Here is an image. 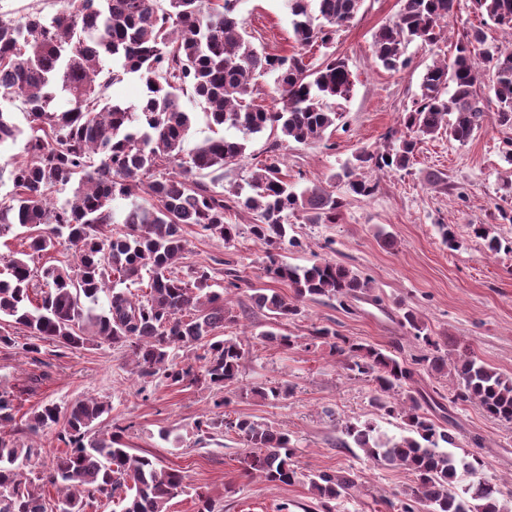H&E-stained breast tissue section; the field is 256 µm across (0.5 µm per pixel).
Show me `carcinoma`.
Wrapping results in <instances>:
<instances>
[{"label":"carcinoma","instance_id":"carcinoma-1","mask_svg":"<svg viewBox=\"0 0 512 512\" xmlns=\"http://www.w3.org/2000/svg\"><path fill=\"white\" fill-rule=\"evenodd\" d=\"M240 0H58L51 16L33 12L21 19H0V97L19 98L26 106L30 133L28 159L0 165L13 189L0 200V238L24 234L27 250L0 260V344L15 345L13 330H27L22 350L41 352L48 342L62 349L98 344L132 355L134 373L143 383L156 379L171 385L203 382L227 405L224 388L242 372L245 350L224 327L237 322L226 294L239 288L241 276L229 273L222 291L213 289L205 270L184 277L185 227L229 244L239 227L228 222L236 208L251 215L250 231L264 248L268 273L291 288L255 290L253 305L269 315L265 342L291 348L296 338L279 325L302 315L307 300H372L371 280L346 265L327 261L295 266L278 259L288 236V218L298 214L309 224H334L344 200L322 185L296 190L283 172L281 143L323 140L343 119V105L355 82L345 61L332 53L321 64L306 62L308 47L331 43L336 28L354 19L364 0H286L292 17L294 51L289 55L259 51L244 36ZM456 0H400L397 20L378 28L372 51L394 72L410 66L405 56L412 42L437 44L455 14ZM478 13L512 37V0H474ZM110 61L112 72L133 73L146 92L138 104L108 102L95 81ZM492 72L481 89L480 69ZM274 77L279 104L268 106L254 96L253 80ZM206 107L212 124L235 129L242 138H207L188 155L184 142L192 113L182 104L184 88ZM71 107L57 111V93ZM495 104L497 122L512 127V46L487 44L484 31L458 33L456 53L426 67L412 106L399 128L386 135L382 148L362 149L356 164L343 173L345 193L368 197L378 183L360 170L407 168L418 143L447 136L466 143L481 130ZM272 130L280 134L269 156L247 181L224 189V167L246 158L247 137ZM23 135L10 113L0 108V143ZM210 177V182L199 180ZM77 182L64 203L50 202L48 192ZM128 201L122 212L116 197ZM120 224L116 231L113 225ZM485 248L496 253L502 243L489 224H472ZM63 239L72 266L30 267L34 256ZM42 280L39 298L31 296L34 278ZM147 283L143 294L130 286ZM399 326L426 348L427 368L451 381L450 403H474L489 416L512 423V377L485 365L471 353L448 359L415 309L403 308ZM310 340L344 358L353 376L375 383L371 407L381 417L401 420L406 434L390 438L372 421H343L336 447L355 446L377 464L403 468L414 486L399 493L400 512H505L500 488L483 474L476 456L457 457L453 421L437 424L430 415L434 400L417 387L414 364L392 352L315 326ZM191 352L197 366L177 361ZM112 411L96 398L65 406L48 401L21 420L8 393L0 394V512H86L103 502H118L121 512H168V503L185 488L181 471L165 468L153 455H138L124 439V429L97 432ZM32 435L56 430L66 450L42 460L43 451L23 445L10 427ZM197 435L215 439L233 432L246 447L247 472L274 484L309 485L316 508L331 512L332 502L358 487L351 473L319 470L305 473L294 461L288 434L265 423L226 412L195 422ZM470 478L457 489L458 474ZM57 497L51 498L50 489Z\"/></svg>","mask_w":512,"mask_h":512}]
</instances>
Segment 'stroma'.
<instances>
[{
    "instance_id": "35a3bbf8",
    "label": "stroma",
    "mask_w": 512,
    "mask_h": 512,
    "mask_svg": "<svg viewBox=\"0 0 512 512\" xmlns=\"http://www.w3.org/2000/svg\"><path fill=\"white\" fill-rule=\"evenodd\" d=\"M399 0H364L356 18L340 26L331 49L312 48L308 57L320 63L325 52L346 60L355 90L345 117L320 142L283 145V168L301 185L320 184L342 193L333 176L365 147L379 148L398 127L410 108L421 75L434 59L451 56L456 42L448 37L438 45L406 48L411 64L406 71L385 70L372 53V35L392 23ZM240 13L246 37L257 49L286 54L292 50L291 17L283 0H242ZM276 136L263 132L250 136L247 157L224 169V184L245 183L258 162L266 159ZM512 128L489 121L467 143L436 138L420 144L412 166L387 170L377 176L378 190L369 197H346L337 223L292 222L291 233L300 248L283 250L284 261L309 266L330 261L346 265L372 281L379 304L363 301L343 308L336 301L305 302L302 316L279 327L282 334L298 337L286 349L259 340L268 318L250 309L256 288H278L285 283L268 278L265 252L249 233L250 217L232 214L239 235L234 242L198 234L187 228L188 253L182 274L205 269L213 281L226 284L230 270L246 278L234 290V307H245L228 336H244L246 359L237 383L227 396L229 412L266 423L286 432L302 471L334 470L358 476L354 496L335 502L333 512H389L384 497L409 489L412 474L401 468L377 465L359 449L337 447L341 421L376 420L391 437L404 433L400 420L376 417L370 405L374 386L348 377L342 359L328 346L303 343L311 327L329 325L362 343L392 351L407 360L419 357L423 346L402 330L397 318L404 306L413 307L432 336L450 342L451 357L473 353L481 362L512 376V223L498 218L499 209H512V196L504 185L512 181V164L505 159ZM439 171L450 188L441 192L427 182ZM452 227L454 246H447L441 225ZM492 224L502 241L498 253L488 252L471 232L472 225ZM393 247H384L382 237ZM279 384L285 394L261 400L245 395L254 384ZM0 389L13 392L15 404L26 413L41 402L60 405L86 397L110 401L109 422L125 427L126 440L135 452L157 457L164 466L182 471L185 491L174 498L169 512H195V494L215 499L223 512H302L312 494L308 485H276L248 474L243 444L236 434L198 441L194 423L214 410L212 392L201 385L143 386L129 373L125 351L87 345L66 350L44 344L35 356L0 345ZM450 414L458 426L456 455L476 453L485 463L486 478L499 485L512 510V424L488 416L479 406L462 405Z\"/></svg>"
}]
</instances>
